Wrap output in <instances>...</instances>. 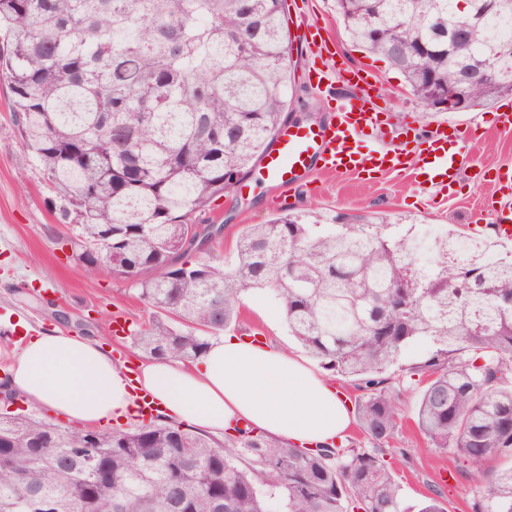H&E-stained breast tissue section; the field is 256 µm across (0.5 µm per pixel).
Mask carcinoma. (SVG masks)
Instances as JSON below:
<instances>
[{
	"mask_svg": "<svg viewBox=\"0 0 512 512\" xmlns=\"http://www.w3.org/2000/svg\"><path fill=\"white\" fill-rule=\"evenodd\" d=\"M335 0L350 39L423 101L470 73V104L512 96V0ZM287 0H0V76L13 124L39 163L76 259L128 279L154 314L130 332L151 358L197 361L237 320L243 296L272 291L288 335L362 391L371 449L345 439L300 448L248 427L220 445L156 415L134 428H61L0 411V512H446L441 493L407 499L388 449L406 370L431 446L485 473L512 462V259L429 274L417 237L382 217L288 212L241 233L224 267L192 259L191 218L233 193L288 121ZM457 39L448 42V31ZM488 82L478 79L482 73ZM472 512H512V465L486 479Z\"/></svg>",
	"mask_w": 512,
	"mask_h": 512,
	"instance_id": "cac0c4a2",
	"label": "carcinoma"
}]
</instances>
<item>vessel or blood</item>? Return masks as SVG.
I'll list each match as a JSON object with an SVG mask.
<instances>
[{
	"label": "vessel or blood",
	"instance_id": "b4317fda",
	"mask_svg": "<svg viewBox=\"0 0 512 512\" xmlns=\"http://www.w3.org/2000/svg\"><path fill=\"white\" fill-rule=\"evenodd\" d=\"M347 83L356 88L357 95L340 103L328 121L291 122L282 127L260 163L261 181L291 191L304 172H374L409 175L420 190L428 191L457 180V156L478 137L479 120L454 126L438 122L426 139H415L410 151L377 145L367 148L363 145L367 130L382 125L374 102L376 81L368 71L352 68Z\"/></svg>",
	"mask_w": 512,
	"mask_h": 512
}]
</instances>
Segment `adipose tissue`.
<instances>
[{
	"mask_svg": "<svg viewBox=\"0 0 512 512\" xmlns=\"http://www.w3.org/2000/svg\"><path fill=\"white\" fill-rule=\"evenodd\" d=\"M8 373L27 400L89 424L137 419L140 392L168 419L218 435L249 423L270 437L313 448L337 441L350 425L342 397L301 360L235 336L211 341L192 365L145 360L131 378L97 344L59 331L31 338Z\"/></svg>",
	"mask_w": 512,
	"mask_h": 512,
	"instance_id": "obj_1",
	"label": "adipose tissue"
}]
</instances>
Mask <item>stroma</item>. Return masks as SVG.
I'll return each mask as SVG.
<instances>
[{"mask_svg":"<svg viewBox=\"0 0 512 512\" xmlns=\"http://www.w3.org/2000/svg\"><path fill=\"white\" fill-rule=\"evenodd\" d=\"M287 3L289 120L327 121L335 102L352 94L341 81L340 70L366 68L378 79V104L395 130V142L404 141L405 127L424 131L440 121L467 122L477 113L484 118V132L469 147L460 179L435 197L420 193L404 176L364 179L349 173L316 171L306 175L296 190L284 192L263 185L256 174H249V190L218 198L196 215V223L224 227L201 252V260L230 264L245 225L261 224L309 206L328 217L339 213L381 216L417 234L431 225L441 235L450 230L468 234L474 223L492 228L495 220L488 206L499 198L500 191L490 177L512 170V131L496 127L495 104L425 114L406 90L401 74L348 38L336 17L334 0ZM306 26L321 34V66L328 77L319 85L308 79L313 54L301 38ZM10 100L8 82L0 79V310L19 314L36 332H68L111 348L113 355L128 364L144 361V354L129 338L112 335L111 324L118 317L130 328L146 327L152 320L151 311L127 280L88 273L77 262L74 248L65 242L68 227L60 220L59 203L41 168L22 161L29 149L14 131ZM228 332L241 338L254 336L294 354L300 351L288 334L281 309L265 289L244 296L240 315ZM417 401L416 390L403 388L394 441L399 450L393 459L396 478L409 497L423 498L438 487L447 512H471L481 483L471 471L456 469L452 453L435 450L418 432L413 423Z\"/></svg>","mask_w":512,"mask_h":512,"instance_id":"obj_1","label":"stroma"}]
</instances>
